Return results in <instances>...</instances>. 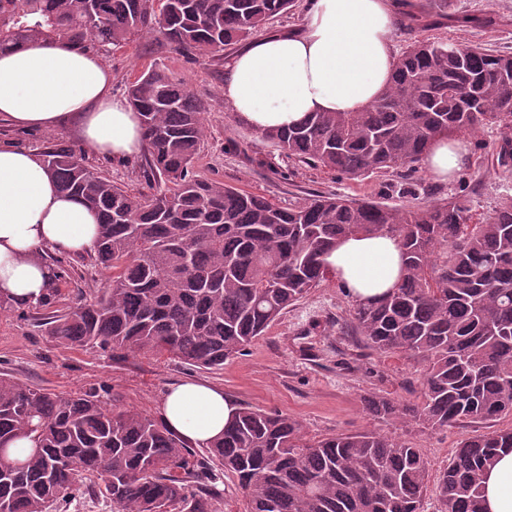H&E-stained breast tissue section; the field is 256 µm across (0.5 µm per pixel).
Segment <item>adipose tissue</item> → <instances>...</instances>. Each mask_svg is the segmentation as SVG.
<instances>
[{"label":"adipose tissue","instance_id":"adipose-tissue-1","mask_svg":"<svg viewBox=\"0 0 512 512\" xmlns=\"http://www.w3.org/2000/svg\"><path fill=\"white\" fill-rule=\"evenodd\" d=\"M395 0H309L298 29L253 39L224 61V102L256 132L286 128L312 112H355L389 85L396 62ZM52 130L75 124L89 147L126 162L144 147L140 116L113 95L100 57L57 39L0 54V123ZM462 139L437 141L424 159L443 180L459 171ZM96 214L60 191L37 151L0 144V302L38 305L49 292L44 251H93ZM351 296L367 301L396 287L402 250L387 235L341 239L325 256ZM161 413L187 440L220 437L239 407L211 384L186 381L165 393ZM485 512H512V451L483 480Z\"/></svg>","mask_w":512,"mask_h":512}]
</instances>
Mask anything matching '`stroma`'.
<instances>
[{
	"label": "stroma",
	"instance_id": "obj_1",
	"mask_svg": "<svg viewBox=\"0 0 512 512\" xmlns=\"http://www.w3.org/2000/svg\"><path fill=\"white\" fill-rule=\"evenodd\" d=\"M411 2L432 16L430 26L417 30V37L512 52V0H453L454 13L497 17V24L487 28L433 16L429 0ZM234 51L229 45L222 53L190 59L163 37L146 33L127 47L103 54L102 59L112 73L115 95H124L129 82L155 66L184 81L202 101L206 139L194 162L200 175L264 196L281 207L315 194L399 203L397 177L375 173L357 180L338 178L333 172L286 158L273 143L237 121L227 111L222 93L224 59ZM56 140L76 146L81 143L69 127L19 131L0 125L1 143L41 151ZM477 140L478 147L470 148L452 180H436L423 169L417 172L419 204L447 198L462 189L470 194L473 212L479 215L512 198V172L497 163L500 131L485 128ZM86 157L118 185L147 191L142 158L118 163L92 150ZM259 157L266 159V166L256 165ZM70 262L68 277L58 284L57 307L62 311L79 300H93L108 285V272L95 265L91 254L71 256ZM350 304L336 279H329L272 323L246 355L225 361L220 369L190 366L170 355L118 351L110 356L89 346H62L45 335L34 308L9 305L0 309V368L17 381L64 396L106 387L108 408L134 409L155 420L171 386L185 380L207 382L221 387L239 406L288 414L299 421L309 438L366 427L409 441L421 449L431 473L439 474L463 436L489 431L494 425L472 422L425 429L410 419H370L364 410L365 397L379 393L399 401H417L425 367L399 354L376 353L361 336L347 332L343 324L349 319Z\"/></svg>",
	"mask_w": 512,
	"mask_h": 512
}]
</instances>
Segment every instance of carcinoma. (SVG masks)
Here are the masks:
<instances>
[{
    "label": "carcinoma",
    "instance_id": "obj_1",
    "mask_svg": "<svg viewBox=\"0 0 512 512\" xmlns=\"http://www.w3.org/2000/svg\"><path fill=\"white\" fill-rule=\"evenodd\" d=\"M297 0H0V52L64 38L109 52L157 32L192 57L245 41ZM408 42L391 82L359 112H313L262 137L288 158L359 179L393 171L416 198L414 174L438 138L496 126L500 166L512 168V53L414 36L428 26L399 3ZM142 117L146 180L134 193L63 141L43 161L62 192L94 211L95 261L111 284L93 301L41 307L60 345L169 353L220 368L327 280L324 256L349 235L389 234L405 257L397 288L352 301L349 326L367 347L426 366L421 399L364 398L374 419L425 428L512 416V199L472 222L458 193L425 206L313 196L288 207L193 172L204 107L184 83L151 67L128 83ZM106 388L63 397L0 372V456L26 438L32 452L0 467V512H58L95 489L112 512H217L208 460L235 475L247 512H421L428 463L410 443L363 429L308 439L294 418L245 406L207 445L208 460L162 422L103 407ZM512 450V426L465 436L437 477L444 512H484V472ZM96 480H87L88 476Z\"/></svg>",
    "mask_w": 512,
    "mask_h": 512
}]
</instances>
